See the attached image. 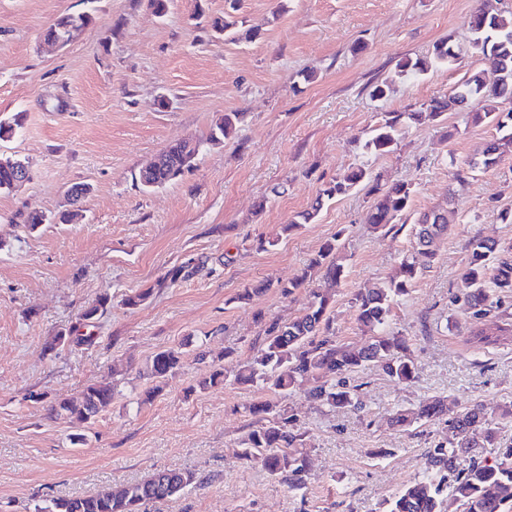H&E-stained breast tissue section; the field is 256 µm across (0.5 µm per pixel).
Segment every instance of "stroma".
<instances>
[{
  "label": "stroma",
  "instance_id": "stroma-1",
  "mask_svg": "<svg viewBox=\"0 0 512 512\" xmlns=\"http://www.w3.org/2000/svg\"><path fill=\"white\" fill-rule=\"evenodd\" d=\"M481 3L169 0L159 16L150 0H0V121H21L0 140V156L24 159L30 172L20 189L0 194V512L168 469L202 482L148 512H379L443 437L439 425L397 430L392 410L432 396L455 410L512 401V341L474 353L448 307L473 236L512 246V224L499 218L512 211V153L467 171L451 233L434 242L435 262L392 311L416 379L398 384L374 367L355 373L359 412L328 411L300 392L286 398L307 432L304 493L237 455L254 424L244 405L271 392L229 381L197 386L211 371L200 350L228 353L236 364L263 342L258 316L285 322L307 310L308 288L285 297L275 284L334 237L345 266L331 304L336 339L364 344L353 293L395 271L414 245L416 219L446 203L454 173L500 132L450 112L431 124L404 121L390 154L362 145L384 113L447 97L482 68L468 29ZM228 10L256 29L253 40L212 28ZM84 11L94 21L76 39L44 46L42 33L59 15ZM444 38L458 63L399 76L401 60L429 55ZM382 81L390 92L371 98ZM229 112L240 115L234 137L204 147L172 183L143 190L136 176L147 161L179 141L205 139ZM359 165L384 183L412 185L405 223L372 232V198L362 186L283 233L321 189ZM78 183L92 191L74 206L67 192ZM71 210L75 218L59 223ZM32 212L47 217L34 230L26 223ZM260 238L272 248L255 249ZM191 259L200 264L192 278L164 282ZM266 281L271 289L234 302L241 288ZM141 291L148 299L127 307L126 296ZM103 294L109 304L84 326L80 313ZM86 332L92 344L53 342ZM169 347L184 352L183 369L137 405L152 384L147 359ZM93 384L116 385L117 393L90 422L51 413L50 402ZM32 392L42 401H30Z\"/></svg>",
  "mask_w": 512,
  "mask_h": 512
}]
</instances>
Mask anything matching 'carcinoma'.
Returning <instances> with one entry per match:
<instances>
[{"mask_svg":"<svg viewBox=\"0 0 512 512\" xmlns=\"http://www.w3.org/2000/svg\"><path fill=\"white\" fill-rule=\"evenodd\" d=\"M93 22L87 13L65 14L47 28L45 37L58 39L70 30L84 29ZM213 26L232 40H250L256 32L236 31V22L216 20ZM472 45L480 50L485 68L458 85L448 97L433 100L414 112H387L381 123L364 142L363 149L374 154L392 152L397 143L402 121L408 118L416 123L441 120L445 113L461 109L471 100L485 106L471 113L476 124H493L501 130L512 122V111L503 113L490 101L512 92V18L490 13L481 8L470 16ZM458 54L444 39L436 43L430 56L406 58L399 65V73L426 74L432 67L451 65ZM240 115L226 113L211 129L206 144L219 145L236 131ZM187 149L179 142L154 157L139 171L138 180L145 189L164 186L191 169L200 153ZM512 151V133L490 142L482 159L469 163L472 169L495 166L501 156ZM26 163L15 157H6L0 163V192H11L16 169ZM370 184L375 198L369 207L368 223L376 230L403 219L408 209L412 187L405 182L391 185L381 183L362 166L344 173L329 187L321 190L308 209L298 213L284 231L290 233L303 224L311 223L323 206V198L332 199ZM455 210L439 208L418 219L415 251L404 257L398 271L386 281L369 288H360L351 298L357 322L367 333L366 344L354 349L336 342L330 314L331 294L320 288L310 289L313 301L302 315L287 322L258 317L265 340L263 346L250 358L237 363L232 370L225 368V356L213 358L215 369L199 382L206 387L233 376L241 385H260L274 394L286 396L297 388L330 409L362 408L356 388L350 385L351 373L366 365L379 367L397 382H410L417 377L418 366L412 358L407 339L390 328L392 309L409 291L417 278L435 259L432 244L448 232ZM338 238L325 242L311 257L303 271L287 282L277 283L281 295L289 296L299 288L309 286L319 277L336 287L345 277L344 265L338 255ZM512 297V251L503 249L494 241L475 237L469 242L467 262L460 276L459 290L449 299V307L456 313L475 319L467 330L468 342L478 349L495 347L512 339V324L503 321L498 310L502 302ZM184 365V353L179 348L156 352L149 364V376L155 386L146 390L140 403L154 400L162 390L165 377L179 371ZM116 394L110 385L89 386L76 399H62L51 405V412L78 423H88L112 403ZM245 413L256 418L255 426L241 440L238 456L262 465L268 474L279 476L292 491L305 488L309 460L300 451L305 433L297 427L296 418L286 406L268 400L243 406ZM391 423L406 427L413 423L444 422L447 432L443 441L427 451L421 478L394 497L383 502V512H443L446 499L456 503L460 512H512V446L499 447L493 461L470 460L464 469L457 460L471 454L476 448L497 443L501 426L512 423V402L493 416L483 405L474 403L448 415V402L434 398L415 412L397 409L391 413ZM197 483L193 472L163 470L146 480L130 484L120 490L103 489L91 495L75 498L57 497L45 505H35L34 512H143L148 503H164Z\"/></svg>","mask_w":512,"mask_h":512,"instance_id":"obj_1","label":"carcinoma"}]
</instances>
